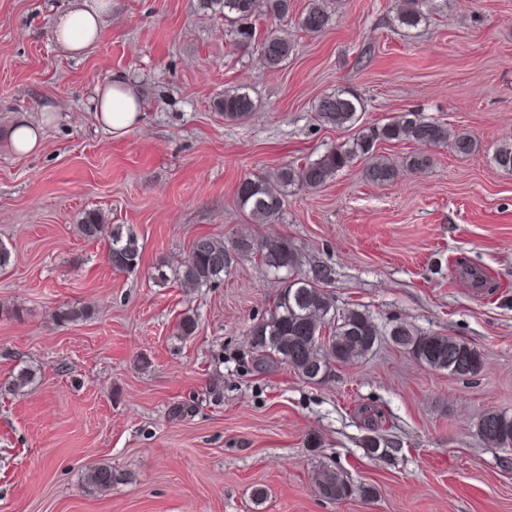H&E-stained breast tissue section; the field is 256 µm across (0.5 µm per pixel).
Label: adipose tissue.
<instances>
[{
    "label": "adipose tissue",
    "instance_id": "ef3b65f1",
    "mask_svg": "<svg viewBox=\"0 0 512 512\" xmlns=\"http://www.w3.org/2000/svg\"><path fill=\"white\" fill-rule=\"evenodd\" d=\"M111 11L112 0H74L70 9L55 22V43L69 55H83L101 40L105 19ZM93 106L98 123L115 138L123 137L141 124L144 117L139 90L122 73L112 74L95 88ZM56 118L55 112L48 111L38 121L18 119L8 135L11 151L18 156L37 152L41 147L45 124Z\"/></svg>",
    "mask_w": 512,
    "mask_h": 512
}]
</instances>
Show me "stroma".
I'll list each match as a JSON object with an SVG mask.
<instances>
[{"label": "stroma", "instance_id": "stroma-1", "mask_svg": "<svg viewBox=\"0 0 512 512\" xmlns=\"http://www.w3.org/2000/svg\"><path fill=\"white\" fill-rule=\"evenodd\" d=\"M70 3L0 0V243L11 253L0 269V512H512V451L479 428L485 412L512 416V171L492 160L512 143V0H448L415 29L399 24L396 0H327L317 35L300 26L309 0H293L280 69L236 49L199 0H112L101 41L73 58L53 39ZM117 72L135 81L145 115L115 139L91 96ZM234 88L256 103L240 122L214 108ZM340 90L362 98L363 124L419 112L477 148L385 143L394 182L372 184L359 162L322 188L288 187L279 223H251L240 180L357 135L315 116ZM48 108L59 119L39 152L14 155L8 129ZM423 151L429 165L408 170ZM93 209L138 236L137 268L112 269L106 242L77 234ZM203 234L286 238L335 268L338 310L465 341L482 369L459 378L386 339L319 384L283 364L258 369L250 328L280 285L244 256L223 281L181 288ZM60 307L87 315L60 325ZM188 315L196 331L178 335ZM26 366L32 384L4 390ZM180 401L196 409L171 419ZM365 407L388 454L367 451ZM325 464L371 495L320 498ZM98 465L119 474L112 489L86 488Z\"/></svg>", "mask_w": 512, "mask_h": 512}]
</instances>
